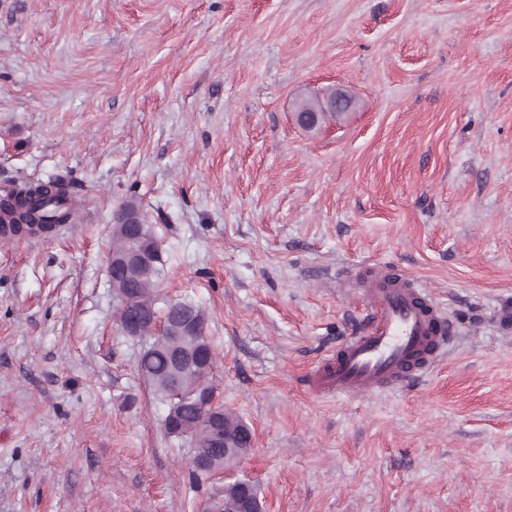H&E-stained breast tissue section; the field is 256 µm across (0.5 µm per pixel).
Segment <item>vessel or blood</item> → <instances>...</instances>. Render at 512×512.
Instances as JSON below:
<instances>
[{
    "label": "vessel or blood",
    "instance_id": "vessel-or-blood-1",
    "mask_svg": "<svg viewBox=\"0 0 512 512\" xmlns=\"http://www.w3.org/2000/svg\"><path fill=\"white\" fill-rule=\"evenodd\" d=\"M364 328L310 372L318 395L361 398L425 374L454 343L444 311L413 280L378 268L361 287Z\"/></svg>",
    "mask_w": 512,
    "mask_h": 512
}]
</instances>
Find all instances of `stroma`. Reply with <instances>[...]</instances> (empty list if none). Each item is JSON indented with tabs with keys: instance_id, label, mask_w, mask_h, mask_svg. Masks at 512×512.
<instances>
[{
	"instance_id": "stroma-1",
	"label": "stroma",
	"mask_w": 512,
	"mask_h": 512,
	"mask_svg": "<svg viewBox=\"0 0 512 512\" xmlns=\"http://www.w3.org/2000/svg\"><path fill=\"white\" fill-rule=\"evenodd\" d=\"M349 93L314 130L297 99ZM58 180L54 237L0 242V512H512V0H0V187ZM207 316L217 400L253 434L193 479L118 323L113 217ZM379 265L460 337L367 398L303 375ZM214 497L223 504L222 512H262L263 504L258 488L246 480L224 482V487Z\"/></svg>"
}]
</instances>
